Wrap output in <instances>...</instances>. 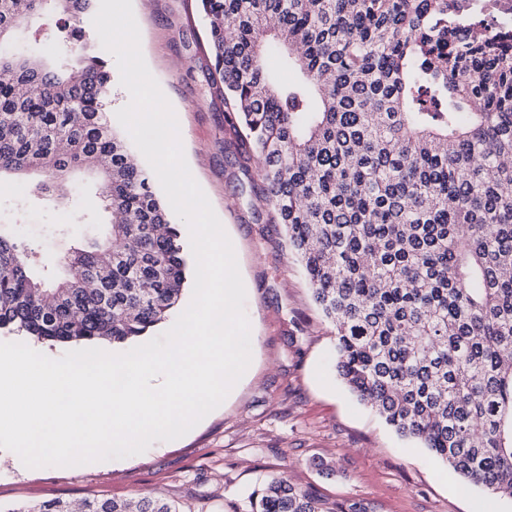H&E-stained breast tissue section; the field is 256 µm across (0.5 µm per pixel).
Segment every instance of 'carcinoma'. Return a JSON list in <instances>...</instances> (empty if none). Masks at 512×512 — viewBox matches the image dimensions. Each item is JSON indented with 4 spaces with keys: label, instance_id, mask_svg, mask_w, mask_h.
<instances>
[{
    "label": "carcinoma",
    "instance_id": "cac0c4a2",
    "mask_svg": "<svg viewBox=\"0 0 512 512\" xmlns=\"http://www.w3.org/2000/svg\"><path fill=\"white\" fill-rule=\"evenodd\" d=\"M97 0H0V176L112 214L59 259L0 224V330L125 344L191 278L168 203L109 118ZM210 96L261 160L272 221L335 330L336 371L399 436L512 498V29L459 0H199ZM56 17L35 53L26 19ZM232 30L235 36H225ZM249 512H320L284 478ZM82 512H177L149 495Z\"/></svg>",
    "mask_w": 512,
    "mask_h": 512
}]
</instances>
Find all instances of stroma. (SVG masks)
<instances>
[{"instance_id": "stroma-1", "label": "stroma", "mask_w": 512, "mask_h": 512, "mask_svg": "<svg viewBox=\"0 0 512 512\" xmlns=\"http://www.w3.org/2000/svg\"><path fill=\"white\" fill-rule=\"evenodd\" d=\"M197 0H132L145 62L176 115L192 176L230 238L246 290L251 363L219 407L183 437L143 453L72 467H25L0 449V512L53 500H126L158 494L178 512H248L249 495L274 477L311 492L322 512H512L501 497L460 479L398 437L336 375L332 325L269 221L256 159L246 158L207 92ZM191 60L188 68L179 67ZM32 178H0V223L22 221L32 245L60 256L56 232L93 203L97 180L80 174L69 208L31 200Z\"/></svg>"}]
</instances>
